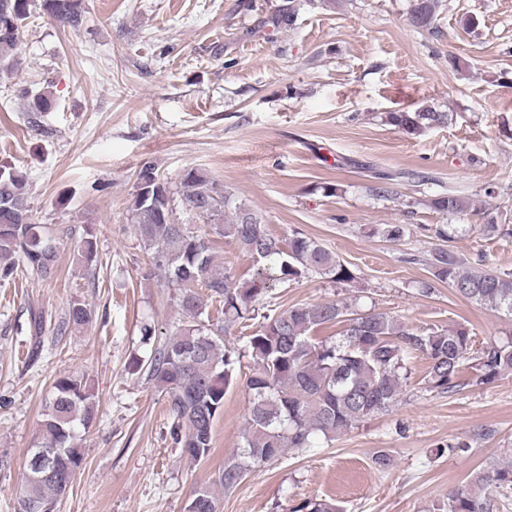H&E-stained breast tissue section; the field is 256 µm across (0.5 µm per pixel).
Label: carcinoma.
I'll return each instance as SVG.
<instances>
[{"mask_svg":"<svg viewBox=\"0 0 512 512\" xmlns=\"http://www.w3.org/2000/svg\"><path fill=\"white\" fill-rule=\"evenodd\" d=\"M59 27L78 28L82 0H11L0 12V68L13 62L22 29L34 8ZM439 0H413L410 23L435 29ZM454 114L426 105L388 112L384 121L396 130L420 136L445 127ZM182 209L202 219L210 232L200 234L174 218L169 178L151 162L136 172L129 206L150 263L164 283L180 291L183 322L164 340L151 342L155 328L141 327L145 357L132 362L165 393L170 432L182 455L193 465L207 462L214 451L213 430L224 413V396L236 383L241 358L252 359L247 381L249 407L243 443L224 463L220 484L235 487L256 465L279 459L288 448H310L313 438L326 439L350 429L395 405L409 380L405 354L421 351L430 359L425 389L446 394L460 386L466 366L476 372L475 384L487 385L512 372V340L492 343L471 354L467 328L416 333L385 311H362L355 303L328 299L291 306L274 314L261 311L260 301L275 284L311 275L334 283L355 281L352 269L319 241L294 233L288 244L272 235L263 216L238 203L203 171L190 168L179 181ZM28 179L11 166H0V285L28 274L49 279L57 272L55 238L29 221ZM435 211L459 214L470 198L450 189L429 200ZM229 239L256 262L251 278L239 279L217 264L215 240ZM433 277L461 298L512 317V271L474 267L454 250L437 248L430 259ZM220 317L209 319V308ZM261 319L246 336V348L224 346V324ZM92 311L78 300L68 308L57 332L84 326ZM336 324L338 336L320 340L314 333ZM97 404L84 378H58L45 400L36 448L45 453L40 470L27 461L19 491L18 512H54L66 494L83 455L76 444L77 426L89 427ZM512 496V463H493L466 485L448 493L445 512H493L496 501ZM185 512H219L210 487L191 492ZM292 512H344L333 499L304 501Z\"/></svg>","mask_w":512,"mask_h":512,"instance_id":"cac0c4a2","label":"carcinoma"}]
</instances>
